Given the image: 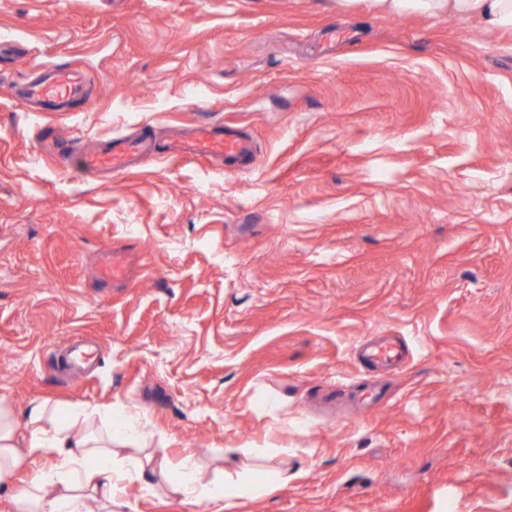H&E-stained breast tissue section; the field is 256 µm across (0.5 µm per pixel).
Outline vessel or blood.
Masks as SVG:
<instances>
[{
  "mask_svg": "<svg viewBox=\"0 0 512 512\" xmlns=\"http://www.w3.org/2000/svg\"><path fill=\"white\" fill-rule=\"evenodd\" d=\"M80 91L78 72L67 67L56 69L50 77L34 78L25 86L28 98L62 103L74 100ZM57 148L61 156L76 157L82 171L113 176L124 171L132 158L146 163L155 156L154 145L144 138L118 137L112 139L110 146L104 149L79 154L74 149L72 139L62 135L57 139ZM165 152L173 157L201 158L215 163L230 161L240 169L252 166L256 160L249 140L225 129L220 122H206L192 133L172 138ZM365 349L368 359L372 361L391 362L401 357L398 347L389 342L369 341Z\"/></svg>",
  "mask_w": 512,
  "mask_h": 512,
  "instance_id": "vessel-or-blood-1",
  "label": "vessel or blood"
}]
</instances>
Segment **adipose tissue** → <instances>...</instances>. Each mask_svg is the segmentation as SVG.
I'll return each instance as SVG.
<instances>
[{"label":"adipose tissue","mask_w":512,"mask_h":512,"mask_svg":"<svg viewBox=\"0 0 512 512\" xmlns=\"http://www.w3.org/2000/svg\"><path fill=\"white\" fill-rule=\"evenodd\" d=\"M383 12L399 15L416 12L429 16L476 18L491 27L512 26V0H373ZM25 425L28 441L18 449L15 434ZM142 432L136 419L124 415L113 425L91 436L77 421L45 402L33 403L24 418H17L6 396H0V483L13 484V512H114L121 505L128 474L114 464L116 447H139ZM57 462L42 466V458ZM157 462L160 476L175 475L176 490L186 499L206 503L211 512H234L235 489L219 482L204 484L196 477V463L184 458L170 463L161 449L145 456ZM24 481H17L20 472Z\"/></svg>","instance_id":"adipose-tissue-1"}]
</instances>
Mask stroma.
I'll use <instances>...</instances> for the list:
<instances>
[{
	"mask_svg": "<svg viewBox=\"0 0 512 512\" xmlns=\"http://www.w3.org/2000/svg\"><path fill=\"white\" fill-rule=\"evenodd\" d=\"M81 71L43 112L30 76ZM220 121L236 172L162 149ZM148 135L106 180L61 165ZM128 250L125 281L98 285ZM407 351L374 368L359 342ZM139 416L238 512H512V27L371 0H0V396ZM287 469L273 494L262 468ZM122 512H208L132 470Z\"/></svg>",
	"mask_w": 512,
	"mask_h": 512,
	"instance_id": "stroma-1",
	"label": "stroma"
}]
</instances>
